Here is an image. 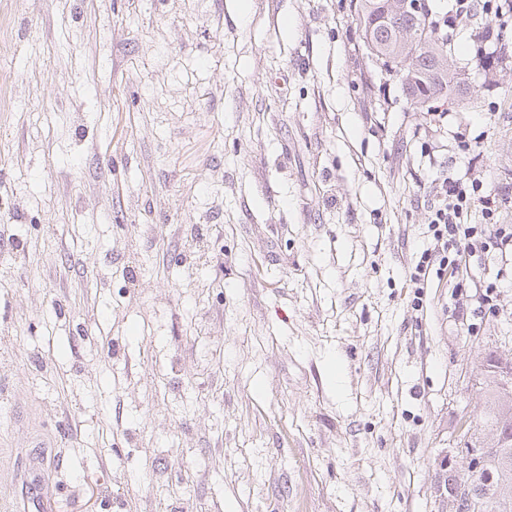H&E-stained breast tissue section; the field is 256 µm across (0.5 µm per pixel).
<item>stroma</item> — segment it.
<instances>
[{
	"instance_id": "stroma-1",
	"label": "stroma",
	"mask_w": 512,
	"mask_h": 512,
	"mask_svg": "<svg viewBox=\"0 0 512 512\" xmlns=\"http://www.w3.org/2000/svg\"><path fill=\"white\" fill-rule=\"evenodd\" d=\"M425 2L469 90L419 112L351 0H0V502L450 512L512 256L409 271L437 181L512 188V57Z\"/></svg>"
}]
</instances>
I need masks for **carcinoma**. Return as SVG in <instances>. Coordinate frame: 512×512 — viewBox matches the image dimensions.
<instances>
[{
	"mask_svg": "<svg viewBox=\"0 0 512 512\" xmlns=\"http://www.w3.org/2000/svg\"><path fill=\"white\" fill-rule=\"evenodd\" d=\"M379 0H355L354 13L361 31L372 28L373 49L370 54L384 68L393 63H404L406 81L402 90L411 105L421 110L432 101L441 98H460L468 93L466 84L436 67L435 59L448 55L452 50L450 40L439 38L433 31L425 4L419 9L402 14L396 27L375 23L378 18ZM425 36L430 53L423 55L408 41L414 33ZM485 384L489 391L486 405V424L491 427V437L486 444L497 446V451L488 458H478L481 473L493 477V482L512 485V382L504 383L494 373H485Z\"/></svg>",
	"mask_w": 512,
	"mask_h": 512,
	"instance_id": "obj_1",
	"label": "carcinoma"
}]
</instances>
